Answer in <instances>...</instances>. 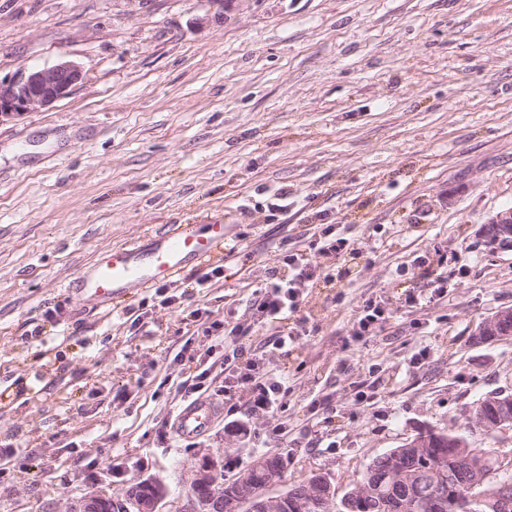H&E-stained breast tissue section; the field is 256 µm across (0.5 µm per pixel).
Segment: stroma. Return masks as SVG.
I'll return each mask as SVG.
<instances>
[{
	"instance_id": "35a3bbf8",
	"label": "stroma",
	"mask_w": 512,
	"mask_h": 512,
	"mask_svg": "<svg viewBox=\"0 0 512 512\" xmlns=\"http://www.w3.org/2000/svg\"><path fill=\"white\" fill-rule=\"evenodd\" d=\"M63 60L84 73L69 98L0 122V512H68L142 477L173 500L202 448L227 449L228 477L287 456L273 496L315 472L344 495L422 430L512 455V428L466 423L478 397L512 393V336L474 338L512 309V247L485 234L512 208V0H232L220 23L207 0H0L1 77ZM282 186L295 203L268 219L261 190ZM215 223L242 250L211 258V287L185 281L179 307L142 317L153 289L108 308L66 288L104 249ZM319 224L359 254L279 349L253 287L280 242L305 248ZM441 252L443 297L408 311L407 291L430 288L415 258ZM369 298L389 318L359 340ZM197 309L252 331L212 346ZM211 346L263 350L284 412L223 413L178 438L176 355ZM358 383L373 401L356 402Z\"/></svg>"
}]
</instances>
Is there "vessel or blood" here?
<instances>
[{
  "label": "vessel or blood",
  "mask_w": 512,
  "mask_h": 512,
  "mask_svg": "<svg viewBox=\"0 0 512 512\" xmlns=\"http://www.w3.org/2000/svg\"><path fill=\"white\" fill-rule=\"evenodd\" d=\"M226 238L220 224H171L146 241L103 251L68 288L96 303L119 304L133 289L171 280L188 265H204ZM216 413L210 399L199 398L180 410L175 431L184 438L199 436L210 428Z\"/></svg>",
  "instance_id": "b4317fda"
}]
</instances>
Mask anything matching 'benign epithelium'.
Returning <instances> with one entry per match:
<instances>
[{
    "mask_svg": "<svg viewBox=\"0 0 512 512\" xmlns=\"http://www.w3.org/2000/svg\"><path fill=\"white\" fill-rule=\"evenodd\" d=\"M83 80L81 68L72 61H62L51 67L33 68L10 79H0V119L18 117L27 112L47 107L69 97ZM512 325V310L498 312L488 319L475 333L477 340L501 338L512 334L505 325ZM475 425L492 432L504 424L512 423V396L503 393L492 396V410L480 409L471 415ZM227 448H206L200 452L191 471L188 489L184 496L170 503V509L162 510L166 498L163 485L153 479L139 480L151 489L152 494L142 496L136 488L126 489L114 496L107 487L74 500L68 512H280L282 495L270 497L250 491L246 479L239 481L236 493L224 494V455ZM306 492L333 500L336 489L330 477L324 473L306 483Z\"/></svg>",
    "mask_w": 512,
    "mask_h": 512,
    "instance_id": "obj_1",
    "label": "benign epithelium"
}]
</instances>
